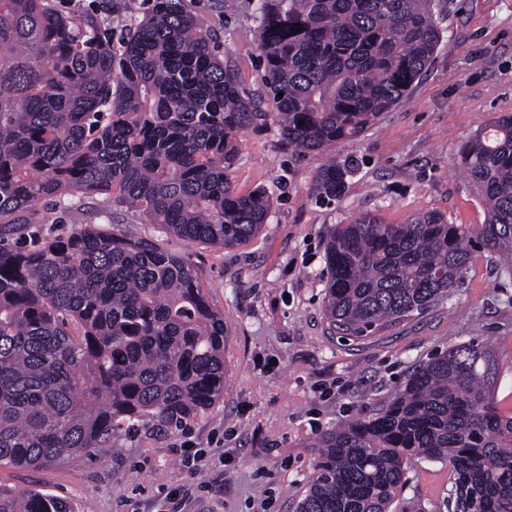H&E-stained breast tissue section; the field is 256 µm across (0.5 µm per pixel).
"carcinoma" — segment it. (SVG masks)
<instances>
[{
    "label": "carcinoma",
    "mask_w": 512,
    "mask_h": 512,
    "mask_svg": "<svg viewBox=\"0 0 512 512\" xmlns=\"http://www.w3.org/2000/svg\"><path fill=\"white\" fill-rule=\"evenodd\" d=\"M264 99L287 143L324 151L390 111L442 42L440 0H259ZM300 31H295V28ZM265 118L181 0H157L118 39L50 0H0V467L104 448L124 423L179 426L224 397V315L201 272L147 238L84 224L20 245L37 203L108 195L189 243L234 247L271 197L239 194L237 136ZM461 170L487 215L406 224L365 214L326 246L324 315L362 338L451 295L470 244L512 260V114L476 131ZM348 167L319 169L336 198ZM298 512H389L415 459L448 464L449 512H512V412L488 350L463 342L420 363L376 412L318 441ZM0 512H71L0 485Z\"/></svg>",
    "instance_id": "carcinoma-1"
}]
</instances>
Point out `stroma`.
I'll list each match as a JSON object with an SVG mask.
<instances>
[{"mask_svg": "<svg viewBox=\"0 0 512 512\" xmlns=\"http://www.w3.org/2000/svg\"><path fill=\"white\" fill-rule=\"evenodd\" d=\"M66 15H93L122 32L155 0H53ZM213 34L216 52L246 92H263L256 0H184ZM443 42L406 95L360 137L327 153L289 147L275 114L238 138L232 184L263 187L272 207L260 233L233 248L187 243L163 226L114 213L107 196L69 209L40 204L44 233L87 223L134 226L201 269L224 315V398L186 426L141 421L94 455L42 468H0V484L42 490L74 512H158L168 487L182 486L186 512H297L318 451L337 423L371 415L414 367L452 346L486 345L493 391L512 408V271L473 249L464 283L443 305L369 337L331 333L324 317L325 245L337 225L361 214L404 224L437 212L452 224H480L482 203L460 173V152L482 125L512 113V0H448ZM352 173L343 194L320 199L316 173L328 156ZM206 449L203 480L180 463L185 440ZM451 471L408 465L393 512H448Z\"/></svg>", "mask_w": 512, "mask_h": 512, "instance_id": "stroma-1", "label": "stroma"}]
</instances>
